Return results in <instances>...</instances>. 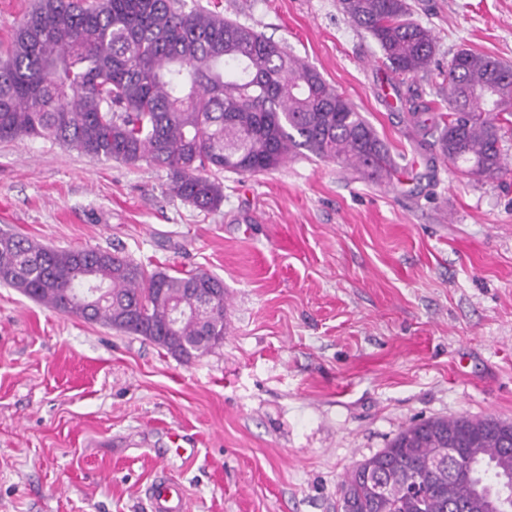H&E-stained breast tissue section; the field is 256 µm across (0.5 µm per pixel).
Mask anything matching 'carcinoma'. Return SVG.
Listing matches in <instances>:
<instances>
[{
	"instance_id": "1",
	"label": "carcinoma",
	"mask_w": 512,
	"mask_h": 512,
	"mask_svg": "<svg viewBox=\"0 0 512 512\" xmlns=\"http://www.w3.org/2000/svg\"><path fill=\"white\" fill-rule=\"evenodd\" d=\"M389 62L421 142L472 175L502 164L512 121V66L471 50L448 62L446 106L401 87L429 70L431 31L407 0H338ZM42 139L97 159L168 171V192L202 211L223 194L208 170L254 174L303 151L373 174L398 165L356 106L303 59L218 12L183 14L175 0H37L0 61V140ZM0 284L55 311L143 336L189 360L223 343L224 282L206 272H148L119 251L55 249L0 233ZM103 294L90 298L89 289ZM203 297L208 316L192 312ZM467 471L448 475V436ZM512 480V446L488 419L431 418L404 426L341 485L342 512H484Z\"/></svg>"
}]
</instances>
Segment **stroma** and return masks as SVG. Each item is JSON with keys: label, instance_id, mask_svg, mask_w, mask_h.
Here are the masks:
<instances>
[{"label": "stroma", "instance_id": "1", "mask_svg": "<svg viewBox=\"0 0 512 512\" xmlns=\"http://www.w3.org/2000/svg\"><path fill=\"white\" fill-rule=\"evenodd\" d=\"M436 38L411 87L443 103L460 49L512 65V0H408ZM219 8L308 61L373 125L399 179L304 155L220 171L218 209L165 169L0 141V232L131 255L224 282V342L191 360L0 285V512H341L339 486L405 424L512 423V130L474 177L387 106L375 40L337 0H179ZM192 448L184 463L177 447ZM154 512H184V498L180 489L168 485L160 484L152 500Z\"/></svg>", "mask_w": 512, "mask_h": 512}]
</instances>
